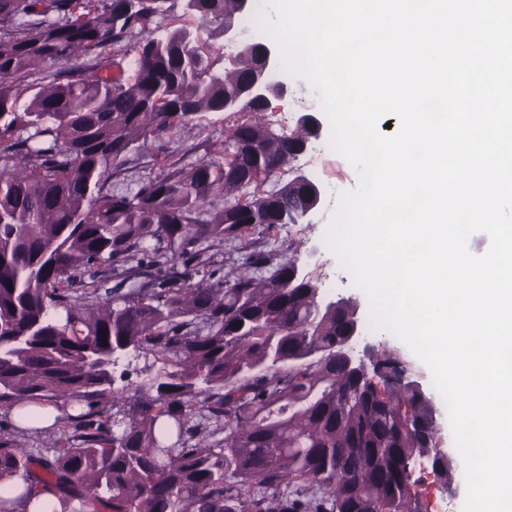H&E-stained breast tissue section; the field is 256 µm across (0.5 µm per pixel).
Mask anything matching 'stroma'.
Returning a JSON list of instances; mask_svg holds the SVG:
<instances>
[{"instance_id": "1", "label": "stroma", "mask_w": 512, "mask_h": 512, "mask_svg": "<svg viewBox=\"0 0 512 512\" xmlns=\"http://www.w3.org/2000/svg\"><path fill=\"white\" fill-rule=\"evenodd\" d=\"M195 43L203 48L215 64L216 70L228 69L231 60L251 43L248 36H239L236 42L225 41L222 34L211 27H195ZM323 107L310 84L301 78L289 77L288 94L275 117L281 126L296 130L299 118L307 113H322ZM224 117L208 113L203 119L177 127L166 133L148 137L140 142L121 166L114 169L105 184L106 190H137L142 183L160 174L186 168L199 162H220L224 159ZM331 123H324L322 136L303 155L294 159L292 168L302 170L312 177L322 190V201L311 215L309 223L281 228L277 233L280 241L302 240L303 245L294 254L298 265L306 272L318 276L322 292L327 299L351 298L359 304L360 320L371 317V305L366 294L357 288L350 273L325 244L324 236L343 192L355 189L358 173L354 166L330 147ZM394 351L408 374L425 387L433 381L428 367L400 340L386 330L377 331L370 337H359L355 352H363L365 346ZM453 490L440 487L429 473H422L414 491L419 512H463L467 496V484L454 480Z\"/></svg>"}]
</instances>
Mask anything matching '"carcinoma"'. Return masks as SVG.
<instances>
[{
    "instance_id": "1",
    "label": "carcinoma",
    "mask_w": 512,
    "mask_h": 512,
    "mask_svg": "<svg viewBox=\"0 0 512 512\" xmlns=\"http://www.w3.org/2000/svg\"><path fill=\"white\" fill-rule=\"evenodd\" d=\"M176 2L0 0V411L52 402L69 429L48 459L0 421V481L51 492L46 512H412L407 461L436 447L432 393L397 379L380 396L349 367L353 307L318 308L319 280L295 276L274 238L310 202L307 176L280 181L308 129L255 102L224 128V163L103 191L147 136L224 111L259 62L247 49L217 81L188 27L158 43L150 25ZM237 10L196 0L191 15L219 30ZM137 27L118 60L26 81ZM251 231L264 251L194 280L213 246ZM109 267L124 287L102 292ZM132 354L161 368L115 385ZM377 358L398 375L396 356Z\"/></svg>"
}]
</instances>
